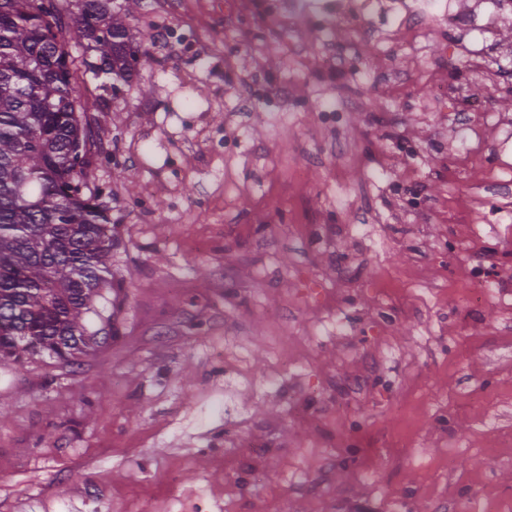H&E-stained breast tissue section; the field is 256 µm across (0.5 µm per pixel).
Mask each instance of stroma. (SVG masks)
Wrapping results in <instances>:
<instances>
[{"label":"stroma","instance_id":"35a3bbf8","mask_svg":"<svg viewBox=\"0 0 512 512\" xmlns=\"http://www.w3.org/2000/svg\"><path fill=\"white\" fill-rule=\"evenodd\" d=\"M154 2L132 27L197 24L224 79L141 67L98 113L117 334L0 362V512H512V150L457 94L512 125V71L440 31L321 69L317 25Z\"/></svg>","mask_w":512,"mask_h":512}]
</instances>
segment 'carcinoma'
<instances>
[{
    "label": "carcinoma",
    "instance_id": "obj_1",
    "mask_svg": "<svg viewBox=\"0 0 512 512\" xmlns=\"http://www.w3.org/2000/svg\"><path fill=\"white\" fill-rule=\"evenodd\" d=\"M42 3L0 0V362L46 351L72 366L112 340L122 292L110 278L116 231L89 186L101 156L92 113L157 59L128 22L140 0ZM81 73L98 96L82 93Z\"/></svg>",
    "mask_w": 512,
    "mask_h": 512
}]
</instances>
